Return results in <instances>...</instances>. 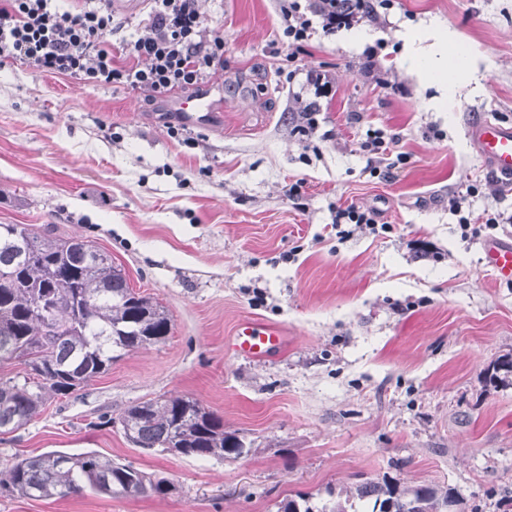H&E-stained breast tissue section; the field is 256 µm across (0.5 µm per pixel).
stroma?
<instances>
[{"label":"stroma","instance_id":"obj_1","mask_svg":"<svg viewBox=\"0 0 512 512\" xmlns=\"http://www.w3.org/2000/svg\"><path fill=\"white\" fill-rule=\"evenodd\" d=\"M199 6L224 35V70L210 84L218 112L188 128L190 147L167 132L168 99L0 66V224L92 241L172 315L164 343L0 434V461L93 450L176 486L164 498L0 495V512H278L290 495L386 474L497 512L512 491V385L490 386L484 370L512 354V283L485 270L448 196L473 185L467 211L512 215V189L468 134L482 116L512 124V0H390L312 35L293 65L279 0ZM421 22L479 59L445 112L403 57L401 34ZM312 69L329 94L307 87ZM311 102L306 140L295 128ZM376 130L401 156L394 178L361 147ZM349 205L377 212L381 230L338 238ZM248 318L285 327L287 349L227 351ZM170 395L201 401L249 454L174 456L98 423Z\"/></svg>","mask_w":512,"mask_h":512}]
</instances>
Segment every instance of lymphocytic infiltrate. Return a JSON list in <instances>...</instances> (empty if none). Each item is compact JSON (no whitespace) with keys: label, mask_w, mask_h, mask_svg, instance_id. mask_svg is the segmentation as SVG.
I'll return each mask as SVG.
<instances>
[{"label":"lymphocytic infiltrate","mask_w":512,"mask_h":512,"mask_svg":"<svg viewBox=\"0 0 512 512\" xmlns=\"http://www.w3.org/2000/svg\"><path fill=\"white\" fill-rule=\"evenodd\" d=\"M51 0H0V65L18 61L39 74L62 75L80 85H123L153 103L180 90L201 92L224 67V38L205 20L198 0H151L130 60L117 62L110 37V6L60 10ZM367 0H281L282 33L296 57L314 27L327 34L369 14Z\"/></svg>","instance_id":"lymphocytic-infiltrate-1"}]
</instances>
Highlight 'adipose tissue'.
I'll return each instance as SVG.
<instances>
[{
  "mask_svg": "<svg viewBox=\"0 0 512 512\" xmlns=\"http://www.w3.org/2000/svg\"><path fill=\"white\" fill-rule=\"evenodd\" d=\"M404 51L411 68L417 74L426 77L427 81L435 85L441 96L437 98V105H444L445 95L451 90L449 80L454 70L464 68L470 71L476 70L477 59L475 56L462 57L449 53L447 35L437 33L430 28H416L403 33ZM434 40L439 45V50L431 56H423L419 51V45L426 40Z\"/></svg>",
  "mask_w": 512,
  "mask_h": 512,
  "instance_id": "ef3b65f1",
  "label": "adipose tissue"
}]
</instances>
